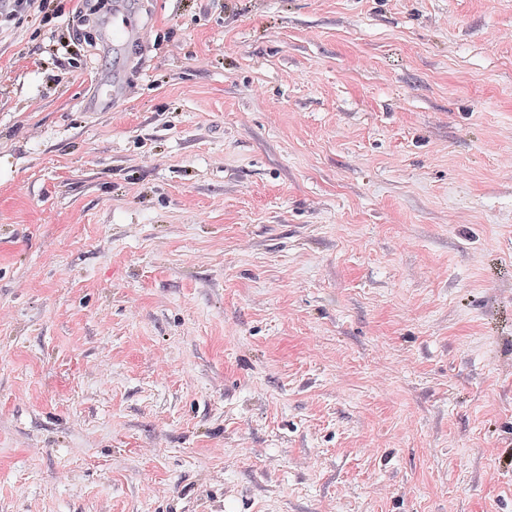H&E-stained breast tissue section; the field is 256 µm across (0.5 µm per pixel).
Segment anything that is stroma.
Returning <instances> with one entry per match:
<instances>
[{"instance_id": "stroma-1", "label": "stroma", "mask_w": 512, "mask_h": 512, "mask_svg": "<svg viewBox=\"0 0 512 512\" xmlns=\"http://www.w3.org/2000/svg\"><path fill=\"white\" fill-rule=\"evenodd\" d=\"M61 5L0 27V512H512V0ZM107 37L112 45L120 46L127 40L140 41L143 38V25L135 13L122 8H114L108 22ZM118 89V82H114L109 79L101 80L97 83L89 97L90 108L93 110L107 111L110 108L113 99L118 96Z\"/></svg>"}]
</instances>
